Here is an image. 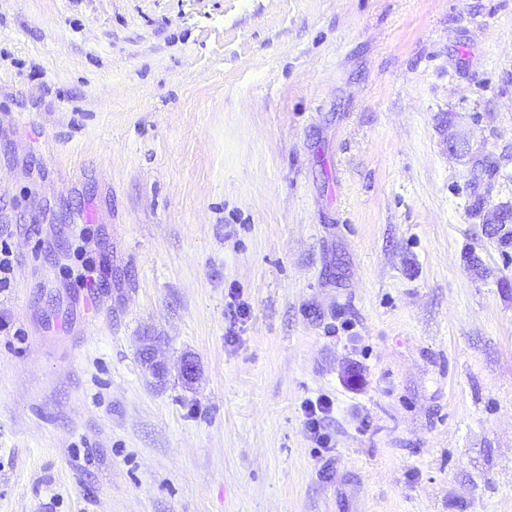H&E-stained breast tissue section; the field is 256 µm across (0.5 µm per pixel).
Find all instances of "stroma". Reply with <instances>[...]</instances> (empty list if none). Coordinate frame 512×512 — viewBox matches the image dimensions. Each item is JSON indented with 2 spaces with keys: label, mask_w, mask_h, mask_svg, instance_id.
<instances>
[{
  "label": "stroma",
  "mask_w": 512,
  "mask_h": 512,
  "mask_svg": "<svg viewBox=\"0 0 512 512\" xmlns=\"http://www.w3.org/2000/svg\"><path fill=\"white\" fill-rule=\"evenodd\" d=\"M476 185L512 0H0V512H512ZM301 411L306 431L312 439L322 443V430L326 418L332 411V403L324 397H317L315 401L306 399L301 404Z\"/></svg>",
  "instance_id": "obj_1"
}]
</instances>
